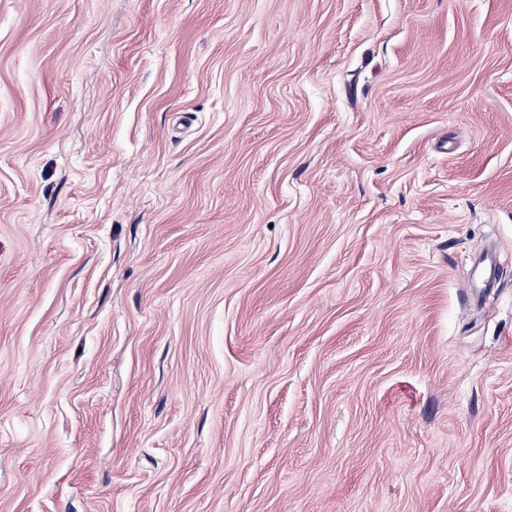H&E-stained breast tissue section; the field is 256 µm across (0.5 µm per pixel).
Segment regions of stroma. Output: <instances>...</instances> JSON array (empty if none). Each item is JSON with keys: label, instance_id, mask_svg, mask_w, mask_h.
I'll list each match as a JSON object with an SVG mask.
<instances>
[{"label": "stroma", "instance_id": "1", "mask_svg": "<svg viewBox=\"0 0 512 512\" xmlns=\"http://www.w3.org/2000/svg\"><path fill=\"white\" fill-rule=\"evenodd\" d=\"M0 512H512V0H0Z\"/></svg>", "mask_w": 512, "mask_h": 512}]
</instances>
